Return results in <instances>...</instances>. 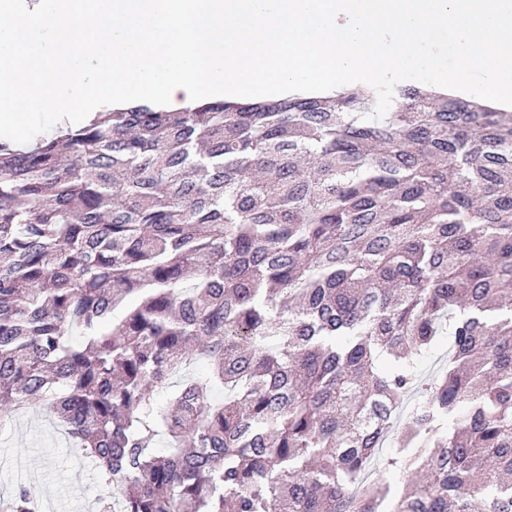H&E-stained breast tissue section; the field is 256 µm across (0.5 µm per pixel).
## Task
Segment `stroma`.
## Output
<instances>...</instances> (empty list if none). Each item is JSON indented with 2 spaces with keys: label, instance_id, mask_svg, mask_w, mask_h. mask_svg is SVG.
I'll list each match as a JSON object with an SVG mask.
<instances>
[{
  "label": "stroma",
  "instance_id": "stroma-1",
  "mask_svg": "<svg viewBox=\"0 0 512 512\" xmlns=\"http://www.w3.org/2000/svg\"><path fill=\"white\" fill-rule=\"evenodd\" d=\"M21 487L36 496L39 512H98L112 493L43 405L0 430V494Z\"/></svg>",
  "mask_w": 512,
  "mask_h": 512
}]
</instances>
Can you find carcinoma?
<instances>
[{
	"mask_svg": "<svg viewBox=\"0 0 512 512\" xmlns=\"http://www.w3.org/2000/svg\"><path fill=\"white\" fill-rule=\"evenodd\" d=\"M375 100L0 138V420L46 405L120 512H512V114Z\"/></svg>",
	"mask_w": 512,
	"mask_h": 512,
	"instance_id": "cac0c4a2",
	"label": "carcinoma"
}]
</instances>
